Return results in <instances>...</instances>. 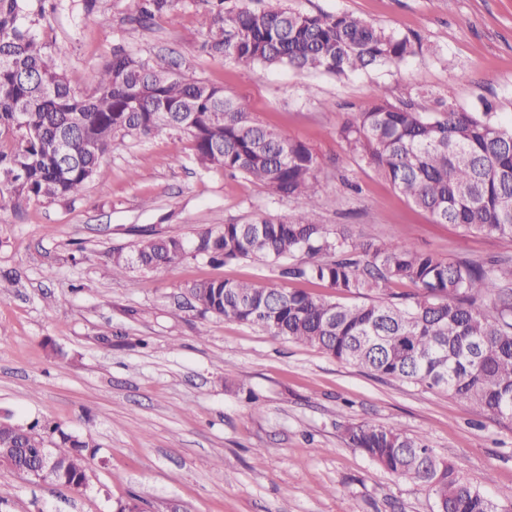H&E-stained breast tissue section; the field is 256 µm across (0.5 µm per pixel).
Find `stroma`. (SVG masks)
<instances>
[{
    "instance_id": "obj_1",
    "label": "stroma",
    "mask_w": 512,
    "mask_h": 512,
    "mask_svg": "<svg viewBox=\"0 0 512 512\" xmlns=\"http://www.w3.org/2000/svg\"><path fill=\"white\" fill-rule=\"evenodd\" d=\"M98 16L57 11L47 37L77 92L115 47L163 57L223 86L260 123L318 156L322 223L375 245L409 239L438 258L512 256V241L435 223L347 150L337 134L378 88L420 111L449 101L512 122V0H286L307 14L351 13L408 38L413 57L341 78L243 68L201 49L205 0H176L143 26L139 0H99ZM300 204L243 177L204 171L183 133L115 138L75 202L0 208V420L58 425L98 451L86 489L44 484L0 466V512H112L137 494L145 512H434L419 485L395 478L344 439L362 421L421 437L512 512V421L442 392L343 364L318 349L221 318H202L192 283L270 277L252 260L213 266L185 256L156 272L112 273L114 250L142 233L198 232L289 217ZM109 338H102V331Z\"/></svg>"
}]
</instances>
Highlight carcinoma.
<instances>
[{"mask_svg":"<svg viewBox=\"0 0 512 512\" xmlns=\"http://www.w3.org/2000/svg\"><path fill=\"white\" fill-rule=\"evenodd\" d=\"M174 0H142L131 22L166 13ZM202 17L203 50L251 68L285 65L303 74L344 77L398 65L412 43L353 14H304L275 0L262 11ZM63 0H0V201L21 212L31 202L74 201L97 176L115 135L188 137L194 161L240 174L272 194L299 201L292 218L260 217L198 233L191 244L150 235L127 256L112 253V275L158 271L186 255L212 265L250 259L272 266L259 282L214 279L187 288L200 314L314 347L338 361L444 392L497 420H512V256L445 261L407 240L375 247L319 220L317 155L288 133L256 121L224 88L149 66L121 48L75 92L56 65L64 48L45 32ZM349 151L439 224L512 239V125L492 113L448 103L420 112L379 88L372 105L337 130ZM290 279L327 285L336 299L289 290ZM410 283L411 293L391 287ZM364 297L346 303L345 297ZM345 439L391 474L423 486L436 512H499L424 440L398 426L363 422ZM53 448L46 482L88 483L90 441L58 425L45 434L0 421V454L30 477L40 449Z\"/></svg>","mask_w":512,"mask_h":512,"instance_id":"obj_1","label":"carcinoma"}]
</instances>
